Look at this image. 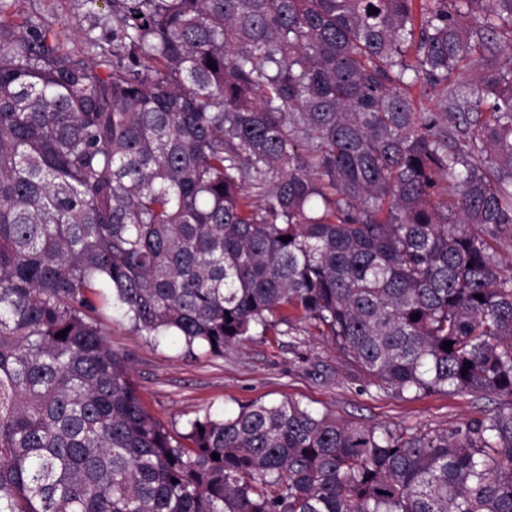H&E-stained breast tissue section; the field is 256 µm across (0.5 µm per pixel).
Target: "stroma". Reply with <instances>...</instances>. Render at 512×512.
Listing matches in <instances>:
<instances>
[{
	"label": "stroma",
	"mask_w": 512,
	"mask_h": 512,
	"mask_svg": "<svg viewBox=\"0 0 512 512\" xmlns=\"http://www.w3.org/2000/svg\"><path fill=\"white\" fill-rule=\"evenodd\" d=\"M18 11L50 22L65 47L87 53L85 33L101 35L98 13L106 0L88 8L84 0H18ZM105 339L130 360V378L146 410L172 436L186 432L195 418H221L254 401L299 402L369 425L390 428L449 429L493 409V397L430 395L407 400L369 384L330 337L298 323L292 335H253L223 356H188L172 336L152 340L121 314L102 325Z\"/></svg>",
	"instance_id": "stroma-1"
}]
</instances>
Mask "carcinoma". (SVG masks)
<instances>
[{"label":"carcinoma","instance_id":"obj_1","mask_svg":"<svg viewBox=\"0 0 512 512\" xmlns=\"http://www.w3.org/2000/svg\"><path fill=\"white\" fill-rule=\"evenodd\" d=\"M14 2L0 512H512V0H107L90 61ZM113 310L215 357L304 321L381 390L498 406L422 431L255 401L178 441Z\"/></svg>","mask_w":512,"mask_h":512}]
</instances>
